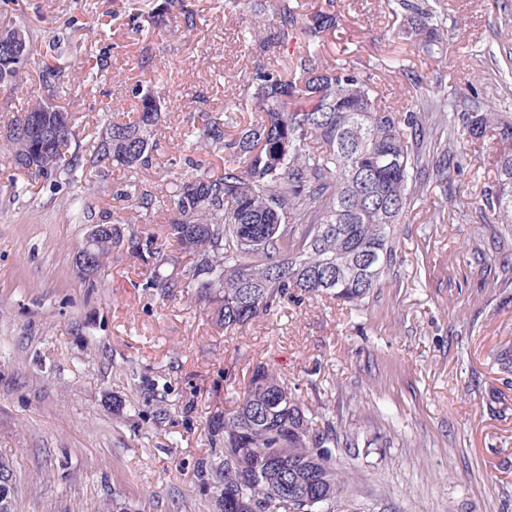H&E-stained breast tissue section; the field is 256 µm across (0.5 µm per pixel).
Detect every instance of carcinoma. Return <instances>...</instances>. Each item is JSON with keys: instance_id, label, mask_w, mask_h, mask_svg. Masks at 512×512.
I'll return each mask as SVG.
<instances>
[{"instance_id": "cac0c4a2", "label": "carcinoma", "mask_w": 512, "mask_h": 512, "mask_svg": "<svg viewBox=\"0 0 512 512\" xmlns=\"http://www.w3.org/2000/svg\"><path fill=\"white\" fill-rule=\"evenodd\" d=\"M398 37L443 56L437 11L402 2ZM276 19L257 16L241 32L243 42L286 56L256 67L237 107L257 113L233 137L223 120L205 115L198 141L224 152L223 171L185 176L167 195V234L190 257L185 280L168 271L173 258L161 248L152 255V280L166 288H193L215 326L233 332L271 311L294 291L358 304L380 286L394 259L395 224L405 211L411 180L429 175L420 144L431 112L448 122V153L466 156L490 133L500 148L495 182L482 199L512 231V113L497 112L472 96L470 110L448 111L452 92L411 100L403 112L378 104L372 78L347 61L319 62L336 14L320 8L300 14L292 0H275ZM24 61L0 55V86L17 81ZM140 115L96 132L89 145L70 150L76 139L71 113L59 105L44 112L36 102L15 118L5 135L16 170L36 181L71 179L111 162L135 169L148 162L161 100L137 91ZM63 131L47 148L37 146L31 120L41 113ZM41 153L35 170L29 165ZM125 200L145 212L156 195L132 182ZM123 241L121 228L102 224L91 249L77 250L82 280L101 277L105 258ZM208 431L224 439V454L201 462L211 473L220 512H302L289 503L285 487L333 503L343 481L332 462L339 446L336 423L316 422L288 387L265 367L251 375L231 410L212 416ZM13 468L0 458V505L14 512Z\"/></svg>"}]
</instances>
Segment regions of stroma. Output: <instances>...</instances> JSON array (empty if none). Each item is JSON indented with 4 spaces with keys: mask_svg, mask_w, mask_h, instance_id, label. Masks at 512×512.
Masks as SVG:
<instances>
[{
    "mask_svg": "<svg viewBox=\"0 0 512 512\" xmlns=\"http://www.w3.org/2000/svg\"><path fill=\"white\" fill-rule=\"evenodd\" d=\"M437 5L447 52L425 55L395 37L387 0H336L325 60L372 73L395 109L419 81L472 89L512 113V0H415ZM152 0H0V32L27 29L33 51L15 86H0V130L36 101L73 112L79 145L104 120L135 117V89L167 104L148 166L103 164L64 181L29 185L0 155V457L14 470V512H218L202 460L220 454L208 424L234 408L256 367L286 377L310 415L333 418L353 448L333 451L344 492L332 512H512V373L494 362L512 346V245L488 248L502 226L478 208L498 144L479 141L449 184L411 191L395 229L396 259L359 305L286 299L225 334L193 289L152 282L148 245L163 246L176 272L189 258L166 238L164 204L138 214L119 198L127 183L157 192L186 158L221 172L222 154L198 147L202 113L226 133L249 122L225 102L251 84L260 59L239 39L254 4L176 0L153 26ZM193 27H185L184 13ZM107 58L100 78L90 72ZM400 60L401 69L386 65ZM59 68L44 85L45 66ZM93 220L120 224L105 275L79 279L75 254L90 224L71 218L74 199Z\"/></svg>",
    "mask_w": 512,
    "mask_h": 512,
    "instance_id": "obj_1",
    "label": "stroma"
}]
</instances>
